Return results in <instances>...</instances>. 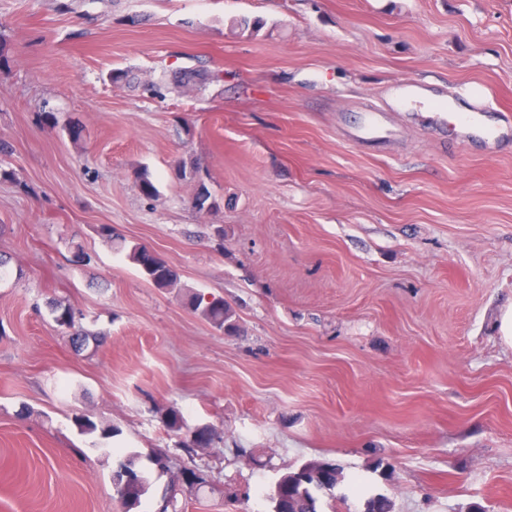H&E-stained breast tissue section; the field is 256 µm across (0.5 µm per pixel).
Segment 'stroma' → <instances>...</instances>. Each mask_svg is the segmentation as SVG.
<instances>
[{"label":"stroma","mask_w":512,"mask_h":512,"mask_svg":"<svg viewBox=\"0 0 512 512\" xmlns=\"http://www.w3.org/2000/svg\"><path fill=\"white\" fill-rule=\"evenodd\" d=\"M407 82L394 138L345 139ZM474 89L501 136L438 134L433 100ZM0 141V512H123L109 426L140 464L167 450L155 486L204 470L179 512H270L308 462L339 469L336 512H512V0H0ZM54 301L105 342L73 349ZM173 411L212 445L189 457ZM127 257L138 268L144 279L156 288H173L178 284V273L155 251L139 243L124 245ZM194 312H199L215 329L224 331L232 327V312L220 299L205 302L203 297L192 295L189 301Z\"/></svg>","instance_id":"1"}]
</instances>
